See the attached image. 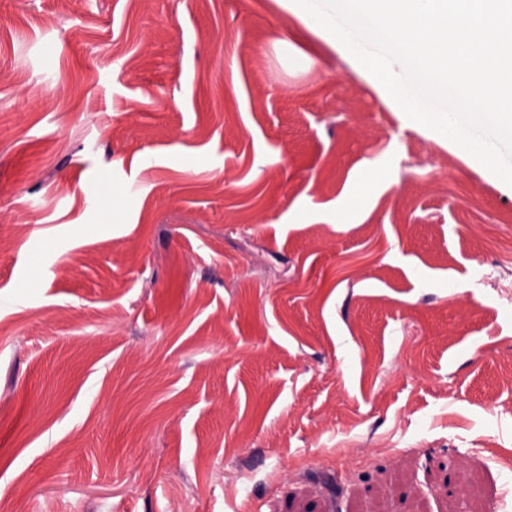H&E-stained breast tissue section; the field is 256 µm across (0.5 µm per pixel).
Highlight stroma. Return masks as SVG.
Here are the masks:
<instances>
[{
	"label": "stroma",
	"mask_w": 512,
	"mask_h": 512,
	"mask_svg": "<svg viewBox=\"0 0 512 512\" xmlns=\"http://www.w3.org/2000/svg\"><path fill=\"white\" fill-rule=\"evenodd\" d=\"M276 0H0V497L486 512L512 186Z\"/></svg>",
	"instance_id": "35a3bbf8"
}]
</instances>
